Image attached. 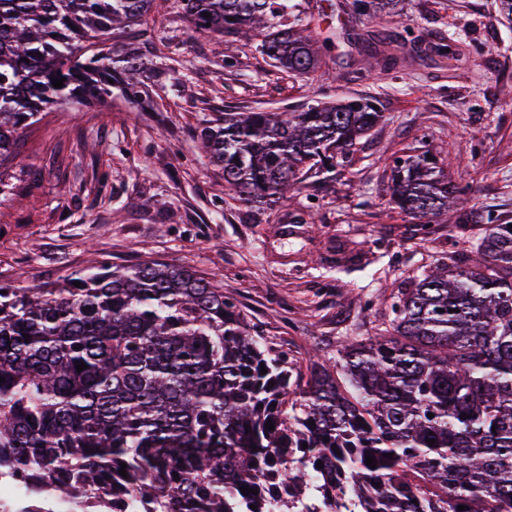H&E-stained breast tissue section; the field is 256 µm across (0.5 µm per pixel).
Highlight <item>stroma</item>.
Wrapping results in <instances>:
<instances>
[{"mask_svg":"<svg viewBox=\"0 0 512 512\" xmlns=\"http://www.w3.org/2000/svg\"><path fill=\"white\" fill-rule=\"evenodd\" d=\"M327 40L324 82L279 71L255 42L194 32L162 7L117 36L137 46L150 78L144 108L120 92L107 105L49 110L27 129L20 154L0 167V280L45 286L106 260H147L216 275L226 297L275 349L303 361L382 329L387 295L448 256L467 252L478 227L428 229L389 203L394 157L448 154L468 208L512 215V25L499 0H408L377 25L392 44L417 37L465 52L456 68L406 57L367 68L352 37L367 31L348 0H294ZM373 95L384 121L335 181L302 176L284 201L254 210L227 200L224 176L197 150L199 124L217 112H298L318 89Z\"/></svg>","mask_w":512,"mask_h":512,"instance_id":"35a3bbf8","label":"stroma"}]
</instances>
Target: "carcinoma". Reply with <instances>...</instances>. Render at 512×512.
Listing matches in <instances>:
<instances>
[{
	"instance_id": "cac0c4a2",
	"label": "carcinoma",
	"mask_w": 512,
	"mask_h": 512,
	"mask_svg": "<svg viewBox=\"0 0 512 512\" xmlns=\"http://www.w3.org/2000/svg\"><path fill=\"white\" fill-rule=\"evenodd\" d=\"M156 2L0 0V165L45 109L105 104L116 72L139 103L141 55L108 43ZM359 2L352 14L375 23L398 0ZM173 4L198 34L258 37L280 70L318 72L293 0ZM375 104L224 112L199 148L228 199L270 207L304 170L336 179L383 120ZM390 192L420 224L480 235L398 289L378 335L304 370L190 266L101 262L52 288L0 284V468L32 496L17 512H512V218L467 209L429 149L392 160Z\"/></svg>"
}]
</instances>
